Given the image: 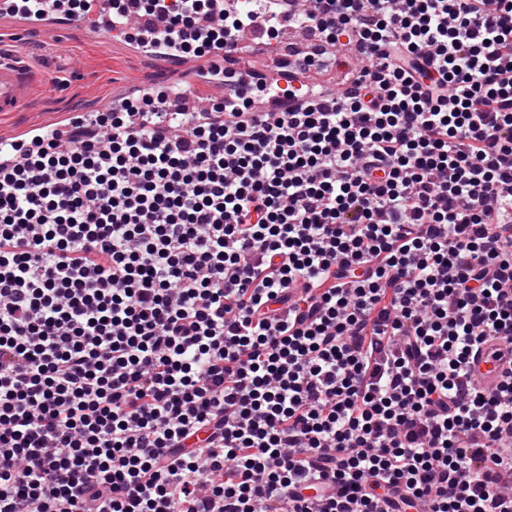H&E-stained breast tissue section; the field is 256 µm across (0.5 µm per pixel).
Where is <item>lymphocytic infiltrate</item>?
Instances as JSON below:
<instances>
[{
	"label": "lymphocytic infiltrate",
	"instance_id": "obj_1",
	"mask_svg": "<svg viewBox=\"0 0 512 512\" xmlns=\"http://www.w3.org/2000/svg\"><path fill=\"white\" fill-rule=\"evenodd\" d=\"M112 0L185 56L254 22L364 66L215 67L0 167V512H512V0ZM322 480V493L308 492ZM502 343H490L482 347L480 354L470 364L471 373L480 383L481 388L495 392L500 381L501 363L498 361Z\"/></svg>",
	"mask_w": 512,
	"mask_h": 512
}]
</instances>
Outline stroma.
Segmentation results:
<instances>
[{
  "label": "stroma",
  "mask_w": 512,
  "mask_h": 512,
  "mask_svg": "<svg viewBox=\"0 0 512 512\" xmlns=\"http://www.w3.org/2000/svg\"><path fill=\"white\" fill-rule=\"evenodd\" d=\"M0 55L32 63L52 60L57 86L51 96L33 90L22 111L0 114V140L22 137L33 127L65 124L75 108L103 110L132 85L170 78L165 61L138 57L124 42L107 44L76 30L48 39L1 16Z\"/></svg>",
  "instance_id": "obj_1"
}]
</instances>
